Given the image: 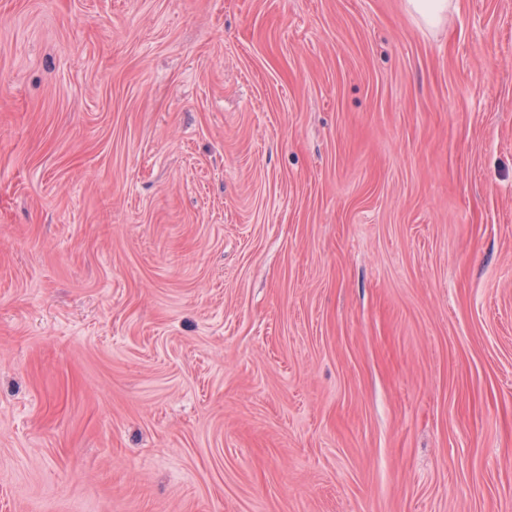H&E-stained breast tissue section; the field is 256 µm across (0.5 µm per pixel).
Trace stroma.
Here are the masks:
<instances>
[{
	"label": "stroma",
	"instance_id": "35a3bbf8",
	"mask_svg": "<svg viewBox=\"0 0 512 512\" xmlns=\"http://www.w3.org/2000/svg\"><path fill=\"white\" fill-rule=\"evenodd\" d=\"M0 512H512V0H0ZM410 10L427 26L439 24L448 14L447 0H407Z\"/></svg>",
	"mask_w": 512,
	"mask_h": 512
}]
</instances>
